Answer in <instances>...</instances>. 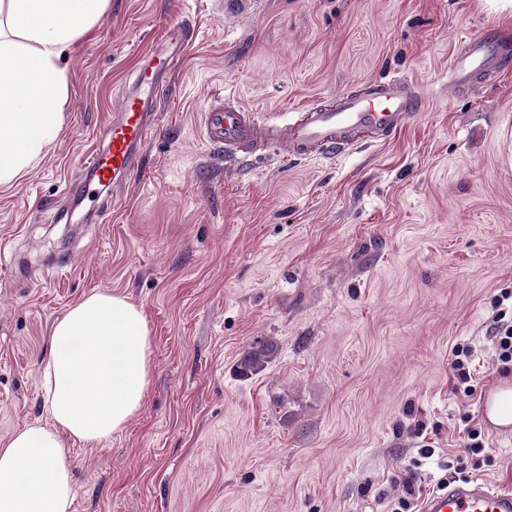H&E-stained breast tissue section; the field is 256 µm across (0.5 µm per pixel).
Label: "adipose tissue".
I'll list each match as a JSON object with an SVG mask.
<instances>
[{"mask_svg": "<svg viewBox=\"0 0 512 512\" xmlns=\"http://www.w3.org/2000/svg\"><path fill=\"white\" fill-rule=\"evenodd\" d=\"M111 0H0V187L17 182L66 122L64 60ZM151 337L124 295L93 291L58 317L43 366L45 421L0 448V512H72L71 442L124 431L151 384Z\"/></svg>", "mask_w": 512, "mask_h": 512, "instance_id": "ef3b65f1", "label": "adipose tissue"}]
</instances>
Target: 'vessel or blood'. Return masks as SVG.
I'll return each mask as SVG.
<instances>
[{"label": "vessel or blood", "mask_w": 512, "mask_h": 512, "mask_svg": "<svg viewBox=\"0 0 512 512\" xmlns=\"http://www.w3.org/2000/svg\"><path fill=\"white\" fill-rule=\"evenodd\" d=\"M192 33L177 21L133 68L115 98V112L99 131V146L69 185L72 198L96 202L102 187L120 188L138 170L142 148L160 106L156 90L185 57ZM512 70V45L492 29L467 38L448 57V81L467 91L475 75ZM433 97L412 75L397 73L361 83L358 90L333 95L272 121L241 103L209 106L202 114L204 136L223 152L226 166L272 149L289 158L334 160L366 144L384 145L428 111ZM421 512H512V491L483 479L449 483L428 495Z\"/></svg>", "instance_id": "vessel-or-blood-1"}]
</instances>
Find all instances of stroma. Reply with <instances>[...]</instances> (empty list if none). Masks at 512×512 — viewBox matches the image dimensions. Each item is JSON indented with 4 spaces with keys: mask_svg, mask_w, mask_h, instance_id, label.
<instances>
[{
    "mask_svg": "<svg viewBox=\"0 0 512 512\" xmlns=\"http://www.w3.org/2000/svg\"><path fill=\"white\" fill-rule=\"evenodd\" d=\"M169 21L196 40L122 207L60 220L115 92ZM489 28L512 39L481 0H112L66 61L62 134L0 188V446L44 417L54 320L99 290L142 310L153 380L124 432L71 443L72 512H396L454 479L512 489V430L484 415L503 378L493 308L512 291V71L466 93L436 77ZM399 72L436 100L384 147L228 168L200 132L224 95L290 112ZM52 266L62 276L34 278ZM267 344L270 363L239 378ZM472 428L485 455L461 467ZM471 356L472 350L466 345H457L452 350L451 365L461 384H466L470 379L469 363ZM273 355L271 348H258L248 351L237 366V373L241 378H251L261 372L270 362Z\"/></svg>",
    "mask_w": 512,
    "mask_h": 512,
    "instance_id": "obj_1",
    "label": "stroma"
}]
</instances>
